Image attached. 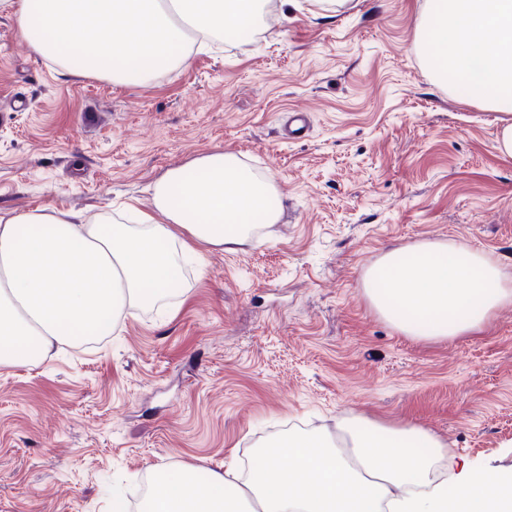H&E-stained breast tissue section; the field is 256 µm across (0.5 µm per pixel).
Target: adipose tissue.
<instances>
[{
	"mask_svg": "<svg viewBox=\"0 0 512 512\" xmlns=\"http://www.w3.org/2000/svg\"><path fill=\"white\" fill-rule=\"evenodd\" d=\"M269 0H0L19 36L67 72L139 84L183 66L213 41L255 32ZM417 47L433 80L465 90L500 119L512 158V0H423ZM127 223L43 206L0 213V363L106 333L125 309L165 298L200 246L236 249L278 223L273 180L237 154L200 153L150 187ZM378 315L410 338L478 331L512 302V271L466 244L426 241L384 252L363 276ZM341 441L301 435L270 445L257 469L161 484L148 512H512V470L443 466L446 449L406 425L342 420ZM292 457L282 468L279 455Z\"/></svg>",
	"mask_w": 512,
	"mask_h": 512,
	"instance_id": "adipose-tissue-1",
	"label": "adipose tissue"
}]
</instances>
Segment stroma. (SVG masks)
Listing matches in <instances>:
<instances>
[{
  "label": "stroma",
  "instance_id": "35a3bbf8",
  "mask_svg": "<svg viewBox=\"0 0 512 512\" xmlns=\"http://www.w3.org/2000/svg\"><path fill=\"white\" fill-rule=\"evenodd\" d=\"M423 0H309L138 85L67 75L0 12V211L121 216L169 167L221 148L271 177L284 211L242 248L206 250L178 293L111 335L0 364V512H143L147 478L243 465L287 429L360 415L412 424L445 463L512 469V303L474 333L413 340L370 308L386 250L464 243L512 256V160L499 114L436 86ZM308 113L296 139L290 113Z\"/></svg>",
  "mask_w": 512,
  "mask_h": 512
}]
</instances>
